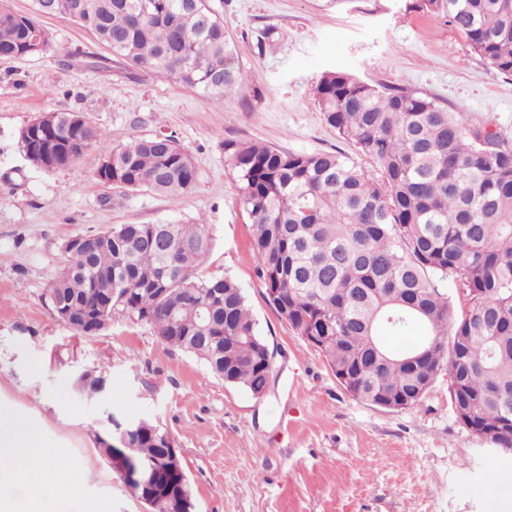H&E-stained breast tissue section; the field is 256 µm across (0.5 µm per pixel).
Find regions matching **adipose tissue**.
<instances>
[{
    "mask_svg": "<svg viewBox=\"0 0 512 512\" xmlns=\"http://www.w3.org/2000/svg\"><path fill=\"white\" fill-rule=\"evenodd\" d=\"M44 442L30 420L19 414H0V485H12L17 496L4 512H31L27 480L38 477L44 485H59L66 469L57 454L43 452Z\"/></svg>",
    "mask_w": 512,
    "mask_h": 512,
    "instance_id": "1",
    "label": "adipose tissue"
}]
</instances>
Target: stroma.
<instances>
[{"label": "stroma", "mask_w": 512, "mask_h": 512, "mask_svg": "<svg viewBox=\"0 0 512 512\" xmlns=\"http://www.w3.org/2000/svg\"><path fill=\"white\" fill-rule=\"evenodd\" d=\"M210 3L246 75L223 96L135 69L65 16L45 20L43 53L0 59V409L29 417L64 455L68 477L42 512H145L94 450L93 430L110 414L168 430L196 512H512V454L457 420L447 374L411 410L356 400L268 305L224 152L225 141L249 140L354 154L315 102L322 75L335 69L422 92L464 110L470 126L490 124L512 139V77L417 0ZM71 111L112 147L174 137L193 157L195 188L173 198L103 184L97 146L62 168L30 165L20 129L42 113ZM198 221L212 242L201 274L237 281L276 351L264 399L168 350L149 327L115 321L86 336L52 310L49 288L71 238L115 224ZM85 371L106 377L92 398L76 387Z\"/></svg>", "instance_id": "1"}]
</instances>
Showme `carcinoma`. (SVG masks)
<instances>
[{
    "label": "carcinoma",
    "instance_id": "cac0c4a2",
    "mask_svg": "<svg viewBox=\"0 0 512 512\" xmlns=\"http://www.w3.org/2000/svg\"><path fill=\"white\" fill-rule=\"evenodd\" d=\"M65 15L112 55L142 71L207 95L243 79L237 49L208 0H33L31 13L0 0V57H28L41 19ZM446 18L472 52L512 76V0H419ZM339 136L373 164L341 152L296 153L248 141L224 142L243 207L266 301L318 349L345 390L372 406L397 392L402 409L422 401L441 371L451 404L474 430L512 452V144L464 113L406 88L367 83L349 71L326 72L314 91ZM73 112H48L45 128L67 133L57 167L103 141ZM26 160L47 168L24 132ZM112 177L128 190L178 197L195 186L192 155L173 137L133 139L105 153ZM96 245L71 250L50 288L53 312L86 316L97 331L125 319L149 327L169 349L202 361L224 383L267 395L273 352L259 334L243 290L228 277L198 274L211 253L202 224H114ZM395 337L390 344L379 327ZM419 326L421 336L409 335ZM403 359L434 347L417 369L384 366L368 349ZM103 377L77 378L88 396ZM169 432L142 419L130 456L160 466L169 491L183 463L164 458Z\"/></svg>",
    "mask_w": 512,
    "mask_h": 512
}]
</instances>
